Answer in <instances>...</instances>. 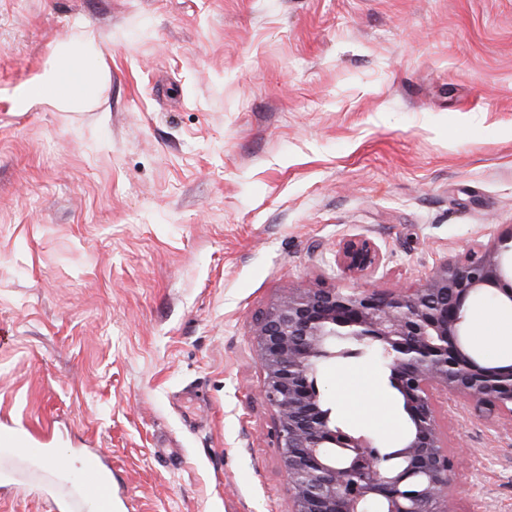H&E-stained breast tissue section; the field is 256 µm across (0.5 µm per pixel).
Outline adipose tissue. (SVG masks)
<instances>
[{
  "label": "adipose tissue",
  "instance_id": "1",
  "mask_svg": "<svg viewBox=\"0 0 512 512\" xmlns=\"http://www.w3.org/2000/svg\"><path fill=\"white\" fill-rule=\"evenodd\" d=\"M106 79L98 37L88 30L56 46L43 72L15 89L14 106L20 112L44 103L78 109L99 96Z\"/></svg>",
  "mask_w": 512,
  "mask_h": 512
}]
</instances>
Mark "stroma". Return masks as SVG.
Segmentation results:
<instances>
[{
	"label": "stroma",
	"instance_id": "obj_1",
	"mask_svg": "<svg viewBox=\"0 0 512 512\" xmlns=\"http://www.w3.org/2000/svg\"><path fill=\"white\" fill-rule=\"evenodd\" d=\"M101 39L79 112L13 107L55 46ZM512 228V0H0V512H57L83 449L115 512H288L256 318L291 288H415ZM375 243V277L343 273ZM340 423H405L368 358L323 366ZM442 424L458 512H512V428ZM172 448L170 469L156 451ZM337 265L343 272L356 275L374 273L381 264L378 248L365 239H350L337 250ZM38 443H41L40 438L33 429L10 422L0 423V447L16 448L27 455L45 454L44 448L37 447Z\"/></svg>",
	"mask_w": 512,
	"mask_h": 512
}]
</instances>
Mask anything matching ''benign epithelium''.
I'll list each match as a JSON object with an SVG mask.
<instances>
[{
    "label": "benign epithelium",
    "mask_w": 512,
    "mask_h": 512,
    "mask_svg": "<svg viewBox=\"0 0 512 512\" xmlns=\"http://www.w3.org/2000/svg\"><path fill=\"white\" fill-rule=\"evenodd\" d=\"M337 265L374 273L378 248L350 239ZM512 230L446 261L416 288H292L254 326L276 447L288 473V512H456V457L438 403L470 400L498 423L512 424V363H484L465 339L466 304L493 291L512 303ZM372 357L411 421L400 468L385 465L377 442L344 429L321 405L318 369L326 360Z\"/></svg>",
    "instance_id": "7a95c632"
}]
</instances>
